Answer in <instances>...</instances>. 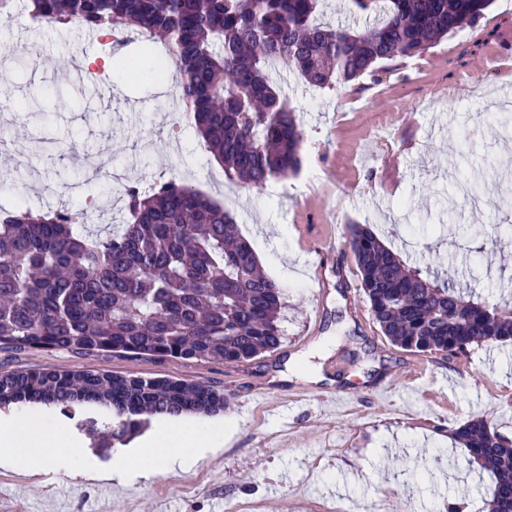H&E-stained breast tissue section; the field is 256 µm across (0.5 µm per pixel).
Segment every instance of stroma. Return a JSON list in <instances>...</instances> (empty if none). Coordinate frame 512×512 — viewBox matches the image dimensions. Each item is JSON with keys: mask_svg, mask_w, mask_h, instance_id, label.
<instances>
[{"mask_svg": "<svg viewBox=\"0 0 512 512\" xmlns=\"http://www.w3.org/2000/svg\"><path fill=\"white\" fill-rule=\"evenodd\" d=\"M41 51L31 69L26 48ZM512 0H494L476 26L428 52L382 64L347 85L321 89L281 71L277 80L303 137L302 174L252 188L232 180L208 188L235 216L263 271L284 293L280 346L256 359H195L0 348V375L30 369L90 370L169 378L224 394V445L191 469L147 484L93 482L56 465L0 470V512H478L491 480L451 432L486 417L512 440V344L455 357L393 345L373 320L348 251L319 262L306 237L328 225L367 224L423 274L490 301L512 300V126L501 108L512 88ZM92 61L95 82L74 87L53 59ZM133 35L93 40L74 26L0 18V179L23 171L31 195L0 189L5 209L78 206L100 229L127 218L88 168L125 172L141 187L196 182L220 172L193 126L174 136L150 80L129 78L139 60ZM111 84L112 99L95 83ZM142 108L124 111V100ZM482 184L479 208L449 207L459 182ZM83 453L110 468L85 435V418L111 421L86 405L52 409Z\"/></svg>", "mask_w": 512, "mask_h": 512, "instance_id": "35a3bbf8", "label": "stroma"}]
</instances>
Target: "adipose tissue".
<instances>
[{
	"mask_svg": "<svg viewBox=\"0 0 512 512\" xmlns=\"http://www.w3.org/2000/svg\"><path fill=\"white\" fill-rule=\"evenodd\" d=\"M158 436L163 447L145 442L137 456L118 450L113 454V465L105 472V479L121 481H148L159 468L177 469L193 465L200 453L216 450L223 438L208 428L187 423L160 420ZM62 457L64 468H72L79 452L75 442L62 436L52 427L46 408L36 407L24 415L0 417V468L30 470L43 467L55 457Z\"/></svg>",
	"mask_w": 512,
	"mask_h": 512,
	"instance_id": "1",
	"label": "adipose tissue"
}]
</instances>
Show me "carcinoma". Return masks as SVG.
Here are the masks:
<instances>
[{
  "instance_id": "obj_1",
  "label": "carcinoma",
  "mask_w": 512,
  "mask_h": 512,
  "mask_svg": "<svg viewBox=\"0 0 512 512\" xmlns=\"http://www.w3.org/2000/svg\"><path fill=\"white\" fill-rule=\"evenodd\" d=\"M34 19L131 31L141 55L172 50L178 95L229 179L263 187L303 163L297 115L272 65L331 88L377 65L424 53L475 25L491 0H349L369 27L336 29L316 19L318 0H26ZM130 219L92 230L84 214L0 208V346L71 349L242 362L277 348L283 291L258 267L233 215L186 182L128 191ZM345 247L374 321L410 352L451 356L512 341V305L489 304L406 265L362 224ZM40 403L112 414L84 431L99 448L138 433L155 416L216 415L224 394L179 380L94 371L0 376V405ZM456 439L494 486L488 512H512V441L482 417Z\"/></svg>"
}]
</instances>
